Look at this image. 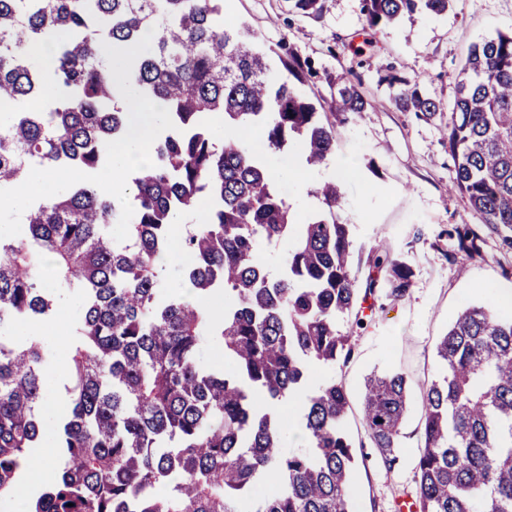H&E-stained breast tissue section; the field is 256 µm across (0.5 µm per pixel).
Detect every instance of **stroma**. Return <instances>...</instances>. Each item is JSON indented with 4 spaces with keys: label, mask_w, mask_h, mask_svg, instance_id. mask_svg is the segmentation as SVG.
Returning a JSON list of instances; mask_svg holds the SVG:
<instances>
[{
    "label": "stroma",
    "mask_w": 512,
    "mask_h": 512,
    "mask_svg": "<svg viewBox=\"0 0 512 512\" xmlns=\"http://www.w3.org/2000/svg\"><path fill=\"white\" fill-rule=\"evenodd\" d=\"M224 16L246 24L265 46L287 47L308 62L296 87L315 103L321 122L336 127L335 156L298 178L285 170L301 149L277 153L262 127L247 133L251 150L268 169L280 170L276 184L297 219L322 211L313 190L321 180H336L343 195L339 216L351 226L356 253H368L383 240L414 272L404 296H387L381 288L367 300L363 327H354L353 317L344 319L342 327L352 330L355 344L349 363L313 370L314 377L341 381L350 398L347 429L364 455L355 476L354 512H396L399 499L415 496L422 397L438 374L436 346L464 307L490 302L497 289L512 287V250L481 225L464 195L448 191L455 162L447 113L426 118L397 110L382 78L395 74L419 81L431 97L448 104L469 46L512 31V0H453L446 15L418 16L392 30L372 54L352 50L366 25L359 0H323L317 16L291 12L288 0H224ZM342 73L360 76L373 103L353 125H340L331 110ZM460 224L476 227L479 254L458 255L448 232ZM382 371L402 373L409 383L400 460L392 468L370 448L361 419L364 382Z\"/></svg>",
    "instance_id": "stroma-1"
}]
</instances>
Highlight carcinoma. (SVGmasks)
Listing matches in <instances>:
<instances>
[{
    "instance_id": "1",
    "label": "carcinoma",
    "mask_w": 512,
    "mask_h": 512,
    "mask_svg": "<svg viewBox=\"0 0 512 512\" xmlns=\"http://www.w3.org/2000/svg\"><path fill=\"white\" fill-rule=\"evenodd\" d=\"M366 18L357 52L374 51L389 27L415 14L441 15L449 0H360ZM58 33L61 96L40 105L43 78L31 53ZM152 38L144 42L143 33ZM267 52L248 28L224 19V0H0V194L36 166L95 171L120 137L113 68L124 85L165 104L151 165L134 179L127 212L89 186L62 187L35 203L15 235L0 236V499L20 497L41 448L60 456L55 477L24 498L26 512H352L356 460L346 430L349 399L311 368L346 364L355 314L379 281L400 297L413 271L384 245L367 256L360 282L351 225L337 215L334 181L316 187L325 210L294 222L265 163L237 132L266 129L269 146L302 140L305 162L322 165L336 133L291 79L295 57ZM404 112L444 110L455 161L450 190L468 198L482 224L512 231V33L473 44L448 108L395 75ZM359 85L342 82L343 121L368 110ZM224 113V138L206 125ZM208 200L205 223H187L189 263L166 281L170 228ZM125 228L112 235V225ZM295 237L280 277L256 260L261 243ZM458 251L479 252L480 235L456 226ZM78 302L70 328V412L46 418V372L54 349L21 325L53 319L63 292ZM224 297L216 320L204 305ZM224 349L227 367L202 360ZM440 373L423 397L415 465L419 512H512V315L489 303L467 307L436 347ZM306 391L302 445L286 449L274 413ZM407 380L373 374L362 419L371 447L392 467L408 410Z\"/></svg>"
}]
</instances>
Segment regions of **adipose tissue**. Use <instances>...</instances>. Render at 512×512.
<instances>
[{
  "label": "adipose tissue",
  "mask_w": 512,
  "mask_h": 512,
  "mask_svg": "<svg viewBox=\"0 0 512 512\" xmlns=\"http://www.w3.org/2000/svg\"><path fill=\"white\" fill-rule=\"evenodd\" d=\"M115 99L125 110V135L122 140L107 145V165L92 173L91 180L97 189L119 200L127 193L125 175L149 163L148 149L160 134L165 107L158 100H138L120 83L115 86ZM54 180L52 170H32L25 182L5 199V207L11 209L17 220H24L27 205L44 200L46 187Z\"/></svg>",
  "instance_id": "adipose-tissue-1"
}]
</instances>
